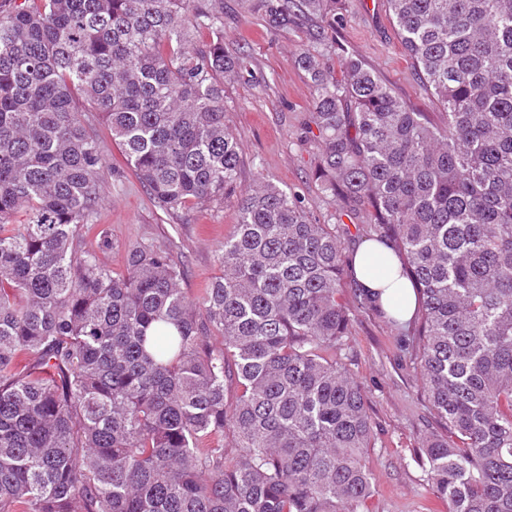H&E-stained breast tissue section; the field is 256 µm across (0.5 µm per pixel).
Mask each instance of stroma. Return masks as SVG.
Masks as SVG:
<instances>
[{
    "label": "stroma",
    "instance_id": "35a3bbf8",
    "mask_svg": "<svg viewBox=\"0 0 512 512\" xmlns=\"http://www.w3.org/2000/svg\"><path fill=\"white\" fill-rule=\"evenodd\" d=\"M321 28L329 38L319 43L314 36ZM224 44L245 57L254 75L249 83H224V120L242 148L241 184L249 185L256 173H263L299 194L313 217L334 213L346 218L350 207L341 196L325 192L312 176L317 149L314 137L307 134L313 107L309 77L298 64L302 49L316 48L336 75L341 72L340 57L355 55L413 110L429 113L437 124L446 119L401 42L387 0H374L370 9L364 0H338L323 18H298L280 29L249 12L245 0H224ZM89 119L112 171L101 188L103 202L96 220L97 233L112 242L104 262L121 273L129 244L169 249L184 271L185 294L197 297L222 273L217 257L239 220L234 202L189 205L173 215L160 210L98 114L90 113ZM344 226L341 257L346 260L361 241L364 223L346 218ZM340 355L364 390L375 432V446L366 457L374 485L367 512H448L447 505L435 504L418 464L420 439L434 419L410 367L403 331L375 311L354 305L350 335Z\"/></svg>",
    "mask_w": 512,
    "mask_h": 512
}]
</instances>
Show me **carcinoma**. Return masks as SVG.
<instances>
[{"instance_id":"obj_1","label":"carcinoma","mask_w":512,"mask_h":512,"mask_svg":"<svg viewBox=\"0 0 512 512\" xmlns=\"http://www.w3.org/2000/svg\"><path fill=\"white\" fill-rule=\"evenodd\" d=\"M264 2L280 24L332 0ZM388 6L446 122L358 57L338 81L304 49L315 175L364 212L417 295L435 497L512 512V0ZM223 32L212 0L0 14V512H363L373 495L366 397L336 358L340 235L260 172L241 188L224 77L252 71ZM87 105L161 209L237 203L223 273L198 297L164 249L129 245L120 275L100 257L108 238L78 250L108 175Z\"/></svg>"}]
</instances>
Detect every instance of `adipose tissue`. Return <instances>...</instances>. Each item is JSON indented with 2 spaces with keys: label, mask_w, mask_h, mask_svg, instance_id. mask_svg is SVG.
<instances>
[{
  "label": "adipose tissue",
  "mask_w": 512,
  "mask_h": 512,
  "mask_svg": "<svg viewBox=\"0 0 512 512\" xmlns=\"http://www.w3.org/2000/svg\"><path fill=\"white\" fill-rule=\"evenodd\" d=\"M387 260L397 265L398 259L389 246L376 240L363 241L351 257L349 265L357 282L368 292L376 306L401 321H409L417 308L411 284L403 278H380L368 269L370 260Z\"/></svg>",
  "instance_id": "1"
}]
</instances>
